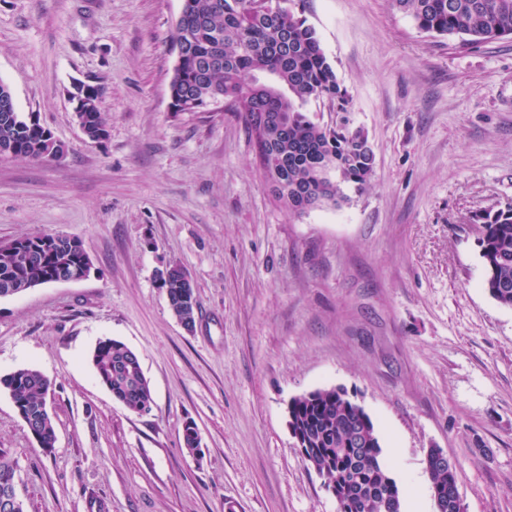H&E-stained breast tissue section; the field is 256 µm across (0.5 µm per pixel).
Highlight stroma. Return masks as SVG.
Returning a JSON list of instances; mask_svg holds the SVG:
<instances>
[{
	"label": "stroma",
	"mask_w": 512,
	"mask_h": 512,
	"mask_svg": "<svg viewBox=\"0 0 512 512\" xmlns=\"http://www.w3.org/2000/svg\"><path fill=\"white\" fill-rule=\"evenodd\" d=\"M181 0H0V80L65 147L0 158V244L81 240L88 278L0 298V374L40 370L43 451L0 393V452L25 512H336L295 445L288 403L341 388L373 420L402 512H435L428 449L455 466L464 512H512V308L483 286L475 214L512 203V39L463 46L391 0H305L350 103L315 121L362 128L371 184L339 207L277 203L234 112H174ZM102 89L105 141L74 114ZM177 263L193 329L157 273ZM139 357L138 415L89 361ZM199 429L203 458L183 448Z\"/></svg>",
	"instance_id": "obj_1"
}]
</instances>
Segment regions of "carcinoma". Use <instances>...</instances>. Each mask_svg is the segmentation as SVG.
Here are the masks:
<instances>
[{"label": "carcinoma", "instance_id": "obj_1", "mask_svg": "<svg viewBox=\"0 0 512 512\" xmlns=\"http://www.w3.org/2000/svg\"><path fill=\"white\" fill-rule=\"evenodd\" d=\"M183 0L189 21L175 27L172 43L185 45L171 82L177 112H201L221 97L224 111L240 113L264 179L278 175L275 199L301 215L323 205L350 201L348 186L362 191L374 173L367 134L344 120L314 122L312 102L328 101L342 112L349 100L315 29L302 16L301 0ZM423 32L459 39L464 45L512 38V0H392ZM45 129L15 112L0 92V156L48 160ZM480 246L484 287L500 305L512 308V204L487 210ZM85 248L75 238L40 234L0 246V298L51 283L82 268ZM159 287L174 316L195 323L194 287L185 269L172 264L159 272ZM101 383L135 413L151 411L150 384L139 357L115 339L99 341L90 356ZM11 398L28 429L46 448L56 434L47 410L50 381L37 369L0 375V392ZM289 426L305 460L328 484L339 487L337 512H402L401 490L385 466L371 417L347 391L321 389L288 403ZM433 491L453 512L457 491L453 464L429 450Z\"/></svg>", "mask_w": 512, "mask_h": 512}]
</instances>
